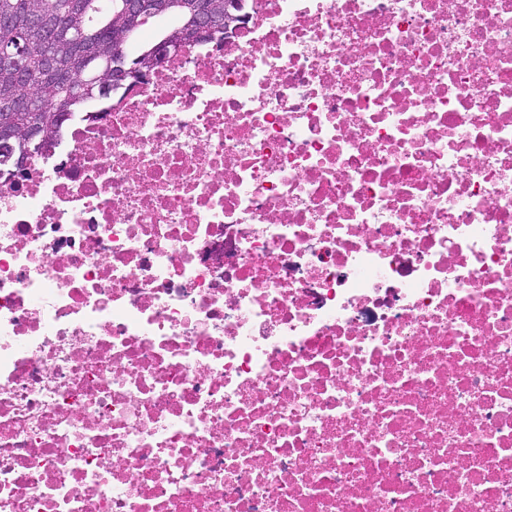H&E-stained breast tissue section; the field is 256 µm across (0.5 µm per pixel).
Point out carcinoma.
Instances as JSON below:
<instances>
[{
    "instance_id": "1",
    "label": "carcinoma",
    "mask_w": 512,
    "mask_h": 512,
    "mask_svg": "<svg viewBox=\"0 0 512 512\" xmlns=\"http://www.w3.org/2000/svg\"><path fill=\"white\" fill-rule=\"evenodd\" d=\"M201 5L224 15V0H169L162 17L170 25L147 36L145 26L158 16L136 26L122 14V0H0V17L11 20V30L0 28V42L27 34L29 62L18 72L11 58L0 55V166L38 154L59 135L70 113L112 96L111 85L94 84L112 52L128 45L136 56H147L162 39L176 38ZM37 12L49 16L50 26L34 31ZM25 100L35 106L22 105ZM30 126L40 134L21 136Z\"/></svg>"
}]
</instances>
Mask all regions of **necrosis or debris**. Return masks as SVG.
<instances>
[{"label": "necrosis or debris", "mask_w": 512, "mask_h": 512, "mask_svg": "<svg viewBox=\"0 0 512 512\" xmlns=\"http://www.w3.org/2000/svg\"><path fill=\"white\" fill-rule=\"evenodd\" d=\"M0 173V512H512V0H244Z\"/></svg>", "instance_id": "necrosis-or-debris-1"}]
</instances>
